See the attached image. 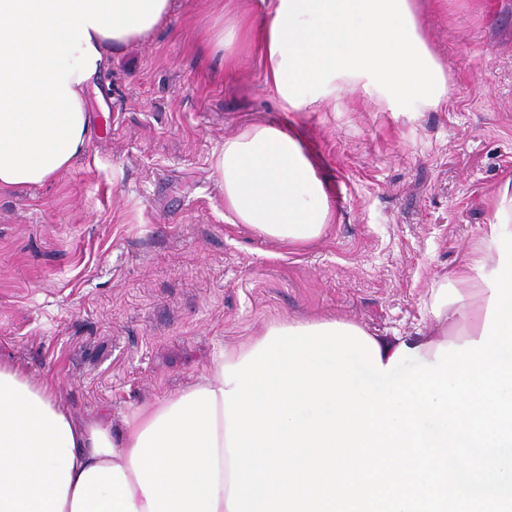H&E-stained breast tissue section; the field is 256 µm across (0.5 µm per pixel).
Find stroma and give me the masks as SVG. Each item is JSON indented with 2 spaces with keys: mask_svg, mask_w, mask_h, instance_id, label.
Returning a JSON list of instances; mask_svg holds the SVG:
<instances>
[{
  "mask_svg": "<svg viewBox=\"0 0 512 512\" xmlns=\"http://www.w3.org/2000/svg\"><path fill=\"white\" fill-rule=\"evenodd\" d=\"M418 3L447 99L391 112L358 89L286 112L255 48L224 67L246 0H174L87 90L109 139L43 186L0 189V359L118 426L274 322L430 334L432 286L512 180V0ZM261 123L294 127L327 184L333 222L300 249L224 218L216 157Z\"/></svg>",
  "mask_w": 512,
  "mask_h": 512,
  "instance_id": "35a3bbf8",
  "label": "stroma"
}]
</instances>
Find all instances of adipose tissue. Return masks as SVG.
Wrapping results in <instances>:
<instances>
[{
	"label": "adipose tissue",
	"mask_w": 512,
	"mask_h": 512,
	"mask_svg": "<svg viewBox=\"0 0 512 512\" xmlns=\"http://www.w3.org/2000/svg\"><path fill=\"white\" fill-rule=\"evenodd\" d=\"M171 0H0V187L43 185L91 138L85 89L112 54L152 32ZM225 46L244 41L287 112L372 91L393 112L435 106L448 78L429 47L417 0H260ZM215 170L224 208L259 236L300 247L331 221L325 186L299 139L275 124L225 139ZM498 256L475 249L433 288L435 326L423 338L379 336L381 360L399 347L434 362L438 347L480 339ZM255 342L227 350L179 394L139 407L120 427L78 419L53 383L0 362V512H228L230 454L223 368Z\"/></svg>",
	"instance_id": "obj_1"
}]
</instances>
